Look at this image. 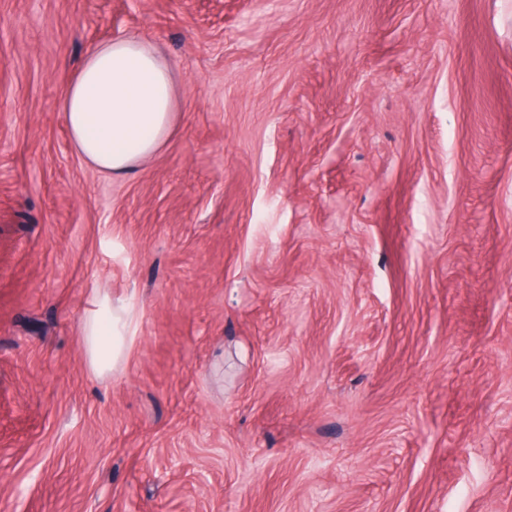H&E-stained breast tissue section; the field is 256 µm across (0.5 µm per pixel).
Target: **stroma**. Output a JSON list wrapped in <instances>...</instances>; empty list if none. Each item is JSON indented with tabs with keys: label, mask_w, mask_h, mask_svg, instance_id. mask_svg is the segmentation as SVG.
<instances>
[{
	"label": "stroma",
	"mask_w": 512,
	"mask_h": 512,
	"mask_svg": "<svg viewBox=\"0 0 512 512\" xmlns=\"http://www.w3.org/2000/svg\"><path fill=\"white\" fill-rule=\"evenodd\" d=\"M130 36L110 179L62 101ZM0 512H512V0H0ZM176 105L169 65L150 44L130 37L88 52L62 110L84 161L107 176L125 177L167 140ZM95 306L84 315L83 332L92 371L101 376L112 371V365L122 356L125 339H132V336H126L132 316L121 303L113 305L103 300ZM103 316L109 319L107 330L102 327Z\"/></svg>",
	"instance_id": "1"
}]
</instances>
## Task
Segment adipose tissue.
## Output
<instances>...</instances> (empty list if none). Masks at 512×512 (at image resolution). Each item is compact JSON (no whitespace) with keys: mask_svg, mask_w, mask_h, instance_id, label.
Wrapping results in <instances>:
<instances>
[{"mask_svg":"<svg viewBox=\"0 0 512 512\" xmlns=\"http://www.w3.org/2000/svg\"><path fill=\"white\" fill-rule=\"evenodd\" d=\"M177 89L169 65L147 42L111 40L88 52L62 102L78 154L110 177L139 170L169 137ZM132 320L123 304L103 300L83 318L90 366L110 372Z\"/></svg>","mask_w":512,"mask_h":512,"instance_id":"adipose-tissue-1","label":"adipose tissue"}]
</instances>
